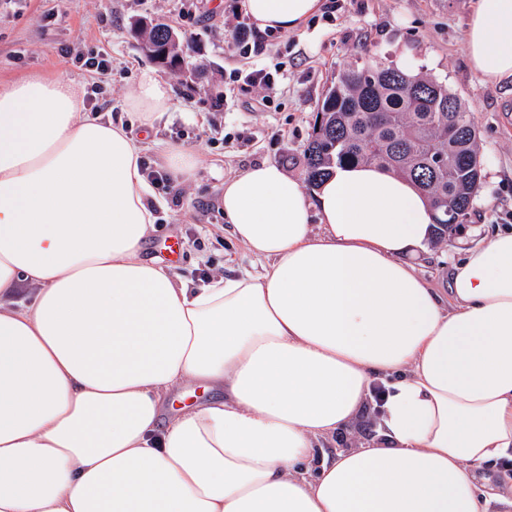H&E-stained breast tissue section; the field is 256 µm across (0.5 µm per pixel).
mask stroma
Here are the masks:
<instances>
[{
	"label": "stroma",
	"mask_w": 512,
	"mask_h": 512,
	"mask_svg": "<svg viewBox=\"0 0 512 512\" xmlns=\"http://www.w3.org/2000/svg\"><path fill=\"white\" fill-rule=\"evenodd\" d=\"M241 0H0V82L33 73H66L89 92L87 105L120 117L122 103L149 59L141 49L137 20L168 24L181 43L194 44L183 68L161 69L175 94L174 110L157 128L147 150L161 168V152L180 143L199 158L198 179L174 183L159 194L157 230L145 244L149 258L166 259L164 245L179 240L175 273L194 281L248 266L224 222L220 198L226 178L271 161L303 177V154L316 112L337 76L377 60L396 66L410 51L416 72L445 84L472 115L482 161V181L460 231L415 261L438 288L448 285L449 255L512 226V86L483 81L467 64L464 30L472 0H339L311 18L305 33H275L258 66L280 69V89L263 103L260 91L242 90L235 70L249 60L232 56L226 41L244 21ZM106 55L112 78L102 93L80 64L88 49Z\"/></svg>",
	"instance_id": "35a3bbf8"
}]
</instances>
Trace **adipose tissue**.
<instances>
[{"label": "adipose tissue", "instance_id": "ef3b65f1", "mask_svg": "<svg viewBox=\"0 0 512 512\" xmlns=\"http://www.w3.org/2000/svg\"><path fill=\"white\" fill-rule=\"evenodd\" d=\"M322 0H244L304 32ZM470 68L512 81V0H475ZM173 89L141 69L127 121L80 85L0 83V512H484L479 469L512 456V229L414 260L433 210L410 181L346 165L307 196L263 161L225 179L244 268L191 287L143 256L155 193L144 130ZM36 293L16 307L24 284ZM378 430L349 428L374 386ZM206 400L168 405L172 390ZM375 402H369L367 409L364 410L358 418L354 421L351 426L350 432L345 437H336L333 440H328L324 444V448L328 452H333L337 449L346 445H355L360 440L362 442L368 440L370 437L377 432V409L375 408Z\"/></svg>", "mask_w": 512, "mask_h": 512}]
</instances>
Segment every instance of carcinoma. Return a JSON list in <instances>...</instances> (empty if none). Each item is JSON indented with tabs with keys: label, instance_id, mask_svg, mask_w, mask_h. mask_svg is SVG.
Masks as SVG:
<instances>
[{
	"label": "carcinoma",
	"instance_id": "cac0c4a2",
	"mask_svg": "<svg viewBox=\"0 0 512 512\" xmlns=\"http://www.w3.org/2000/svg\"><path fill=\"white\" fill-rule=\"evenodd\" d=\"M151 61L164 55L176 71L183 50L164 23H145ZM315 187L330 170L374 164L414 181L435 211L434 243L447 239L473 206L481 181L476 129L459 99L441 83L395 67L363 64L326 92L304 151Z\"/></svg>",
	"mask_w": 512,
	"mask_h": 512
}]
</instances>
